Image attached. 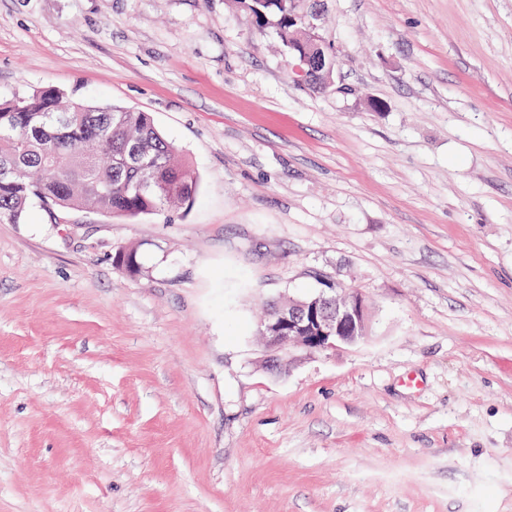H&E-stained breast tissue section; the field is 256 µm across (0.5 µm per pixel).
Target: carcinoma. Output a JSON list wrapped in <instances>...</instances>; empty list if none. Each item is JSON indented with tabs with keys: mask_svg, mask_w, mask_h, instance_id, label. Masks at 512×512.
<instances>
[{
	"mask_svg": "<svg viewBox=\"0 0 512 512\" xmlns=\"http://www.w3.org/2000/svg\"><path fill=\"white\" fill-rule=\"evenodd\" d=\"M289 0L252 13L283 47ZM197 179L146 112L67 100L53 87L0 100V219L19 222L30 203L49 213L95 211L130 219L191 202Z\"/></svg>",
	"mask_w": 512,
	"mask_h": 512,
	"instance_id": "1",
	"label": "carcinoma"
}]
</instances>
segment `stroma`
Instances as JSON below:
<instances>
[{
  "mask_svg": "<svg viewBox=\"0 0 512 512\" xmlns=\"http://www.w3.org/2000/svg\"><path fill=\"white\" fill-rule=\"evenodd\" d=\"M319 8L334 91L238 0H0V99L149 113L197 179L0 220V512H512V0ZM328 287L365 338L267 370Z\"/></svg>",
  "mask_w": 512,
  "mask_h": 512,
  "instance_id": "obj_1",
  "label": "stroma"
}]
</instances>
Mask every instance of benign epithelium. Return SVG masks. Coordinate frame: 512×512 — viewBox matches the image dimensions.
I'll use <instances>...</instances> for the list:
<instances>
[{"label":"benign epithelium","instance_id":"7a95c632","mask_svg":"<svg viewBox=\"0 0 512 512\" xmlns=\"http://www.w3.org/2000/svg\"><path fill=\"white\" fill-rule=\"evenodd\" d=\"M318 9L304 12L297 0L288 3V23H302L308 38L303 46L288 42L291 71L296 82L311 83L319 89L331 86L332 78L323 73L325 43L316 32L313 18ZM367 328V304L354 289L339 292L321 290L306 300H290L271 307L258 331L274 352L271 367L280 366V355L291 348L308 353H324L364 338Z\"/></svg>","mask_w":512,"mask_h":512}]
</instances>
